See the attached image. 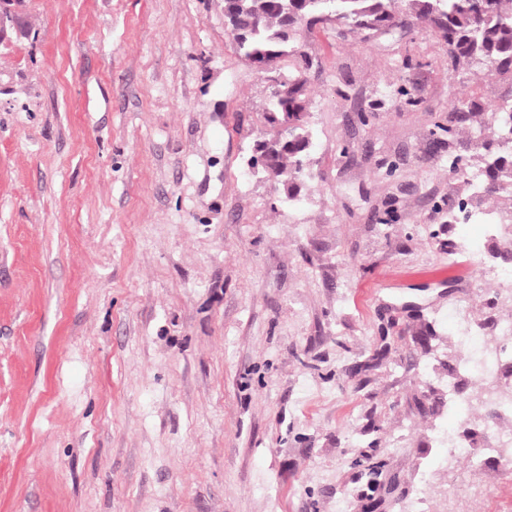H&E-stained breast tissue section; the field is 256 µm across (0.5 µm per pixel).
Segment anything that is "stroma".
<instances>
[{"instance_id":"stroma-1","label":"stroma","mask_w":512,"mask_h":512,"mask_svg":"<svg viewBox=\"0 0 512 512\" xmlns=\"http://www.w3.org/2000/svg\"><path fill=\"white\" fill-rule=\"evenodd\" d=\"M24 13L36 41L0 40V512H512L482 423L416 405L512 318L485 226L440 231L468 193L450 161L481 152L447 133L453 101L487 115L512 87L417 26L302 25L304 60L265 74L224 0ZM298 69L314 146L291 206L250 159Z\"/></svg>"}]
</instances>
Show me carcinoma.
<instances>
[{
    "mask_svg": "<svg viewBox=\"0 0 512 512\" xmlns=\"http://www.w3.org/2000/svg\"><path fill=\"white\" fill-rule=\"evenodd\" d=\"M407 10L396 9V0H224V22L238 55L250 64L280 61L298 53L295 35L305 23L314 26L332 21L339 34H370L420 25L436 33L448 45L452 67L486 66L512 86V0H407ZM303 72L286 76L283 91L267 100L264 118L272 134L257 145L265 169L273 173L281 198L297 199L307 177L297 171L312 146L306 112ZM288 111V144L277 126L281 112ZM476 139L482 148L479 177L469 175V163L460 159L450 173L471 187L465 201L448 204V224L457 223L459 205L469 211L483 197L512 187V103H505L491 119L479 125ZM504 244L493 243L491 259L512 265V210ZM512 375V366L491 372V391L502 402L512 399V386L500 377Z\"/></svg>",
    "mask_w": 512,
    "mask_h": 512,
    "instance_id": "carcinoma-1",
    "label": "carcinoma"
}]
</instances>
